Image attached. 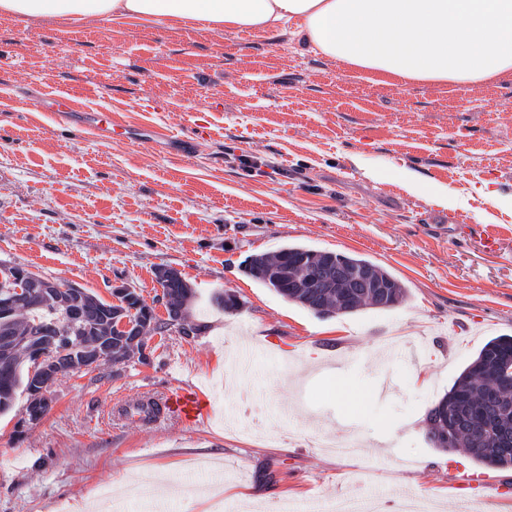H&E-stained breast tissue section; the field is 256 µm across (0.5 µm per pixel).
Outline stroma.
<instances>
[{"instance_id": "obj_1", "label": "stroma", "mask_w": 512, "mask_h": 512, "mask_svg": "<svg viewBox=\"0 0 512 512\" xmlns=\"http://www.w3.org/2000/svg\"><path fill=\"white\" fill-rule=\"evenodd\" d=\"M58 90L127 136L41 111ZM510 102L512 81L401 91L289 34L0 20V265L106 301L128 286L162 321L155 273L171 267L201 327L59 378L40 422L18 393L0 415V512L99 508L102 484L120 498L150 470L163 478L134 512H203L207 488L226 512H408L422 498L428 512H512L493 490L512 468L441 451L425 424L482 346L512 335ZM159 133L194 137V155L169 154ZM247 153L264 166L240 164ZM407 169L424 191L406 189ZM287 245L368 259L406 299L315 315L242 270ZM227 290L236 311L214 301ZM385 340L401 354L380 360ZM185 385L211 406L195 423L117 412ZM327 435L358 456L323 448Z\"/></svg>"}]
</instances>
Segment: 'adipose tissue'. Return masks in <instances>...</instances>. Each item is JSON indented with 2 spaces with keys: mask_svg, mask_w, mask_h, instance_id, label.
I'll return each mask as SVG.
<instances>
[{
  "mask_svg": "<svg viewBox=\"0 0 512 512\" xmlns=\"http://www.w3.org/2000/svg\"><path fill=\"white\" fill-rule=\"evenodd\" d=\"M0 17L289 31L314 53L403 89L512 77V0H0Z\"/></svg>",
  "mask_w": 512,
  "mask_h": 512,
  "instance_id": "adipose-tissue-1",
  "label": "adipose tissue"
}]
</instances>
